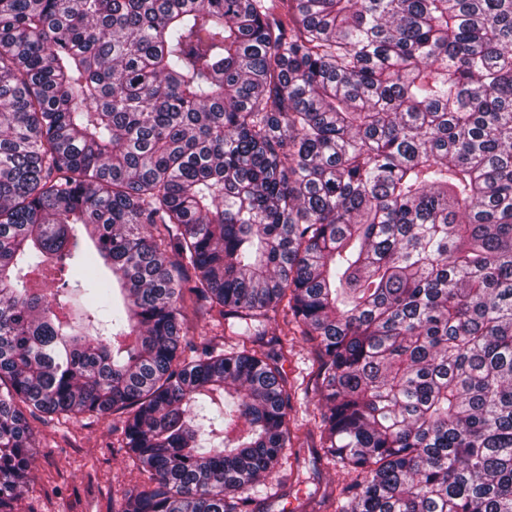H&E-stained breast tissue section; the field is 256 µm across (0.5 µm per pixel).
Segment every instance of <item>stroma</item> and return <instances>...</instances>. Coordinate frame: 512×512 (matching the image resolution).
Segmentation results:
<instances>
[{
	"label": "stroma",
	"instance_id": "35a3bbf8",
	"mask_svg": "<svg viewBox=\"0 0 512 512\" xmlns=\"http://www.w3.org/2000/svg\"><path fill=\"white\" fill-rule=\"evenodd\" d=\"M301 447L299 461L282 482L262 480L246 493L254 512H316L319 493L339 476L315 453L320 417L318 396L299 398L290 414ZM34 458L29 490L18 512H117L122 494L142 476L122 446L115 417L85 415L33 425Z\"/></svg>",
	"mask_w": 512,
	"mask_h": 512
}]
</instances>
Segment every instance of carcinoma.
Wrapping results in <instances>:
<instances>
[{
    "label": "carcinoma",
    "mask_w": 512,
    "mask_h": 512,
    "mask_svg": "<svg viewBox=\"0 0 512 512\" xmlns=\"http://www.w3.org/2000/svg\"><path fill=\"white\" fill-rule=\"evenodd\" d=\"M291 325L320 504L512 512V0H0V512L23 405L119 415L117 512H252ZM188 304L190 306L191 320L187 340L198 344L202 338H210L217 344L219 350H231L230 348L234 347L235 342L224 339L223 328L215 326L214 324L216 323L204 311H199L197 315H193L189 301ZM201 334H207V336H201ZM288 350H290L288 361L284 364L288 380L296 386L303 384L299 388H304L312 378L313 356L310 345L301 336L299 330H294L288 335Z\"/></svg>",
    "instance_id": "cac0c4a2"
}]
</instances>
